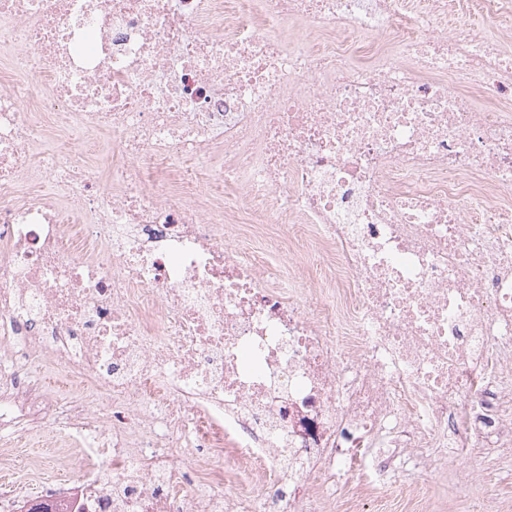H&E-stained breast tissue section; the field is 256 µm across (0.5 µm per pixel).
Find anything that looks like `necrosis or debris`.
I'll list each match as a JSON object with an SVG mask.
<instances>
[{"label": "necrosis or debris", "instance_id": "1", "mask_svg": "<svg viewBox=\"0 0 512 512\" xmlns=\"http://www.w3.org/2000/svg\"><path fill=\"white\" fill-rule=\"evenodd\" d=\"M0 63V468L76 450L0 512H327L512 458V0H0ZM268 266L271 270L277 269L280 265L290 264L296 268L300 273V278L297 279L302 288H313L314 278L311 273H307L304 264V256L301 252H288V249L283 250L279 255H272L268 260Z\"/></svg>", "mask_w": 512, "mask_h": 512}]
</instances>
